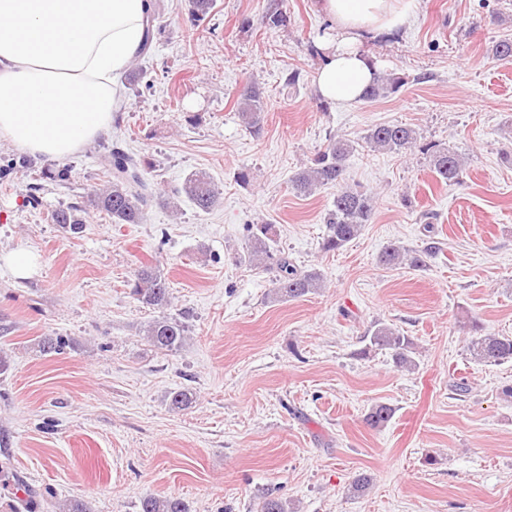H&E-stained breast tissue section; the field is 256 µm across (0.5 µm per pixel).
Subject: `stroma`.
<instances>
[{
  "label": "stroma",
  "instance_id": "35a3bbf8",
  "mask_svg": "<svg viewBox=\"0 0 512 512\" xmlns=\"http://www.w3.org/2000/svg\"><path fill=\"white\" fill-rule=\"evenodd\" d=\"M156 2L160 32L135 58L140 79L107 135L60 163L0 139V467L88 512L170 496L190 512H257L267 495L296 512H512V399L501 394L512 361L466 350L474 319L512 336V60L492 52L512 38V0H417L404 33L363 46L405 85L349 107L314 91L330 27L317 0H216L203 28L189 0ZM275 10L287 16L276 28ZM248 81L264 95L256 132L237 114ZM379 124L414 128L418 149L373 150L364 136ZM338 138L354 143L347 175L375 207L356 239L326 253L336 190L302 195L289 178ZM426 143L464 157L461 183L437 182ZM115 148L152 165L145 223L87 206ZM63 167L68 180L52 179ZM195 171L212 176L219 206L166 205ZM69 205L85 208L82 234L51 219ZM262 223L327 288L268 299L272 272L237 261ZM432 241L424 268L378 263L389 243ZM19 250L33 258L23 276L9 265ZM143 263L163 270L169 313L188 327L176 352L143 335L158 315L130 293ZM377 322L411 336L415 371L385 350L360 357ZM45 336L70 344L46 354ZM178 389L193 393L190 407H171ZM377 403L394 410L380 428L365 421ZM362 471L373 484L351 495Z\"/></svg>",
  "mask_w": 512,
  "mask_h": 512
}]
</instances>
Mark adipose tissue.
Wrapping results in <instances>:
<instances>
[{
  "instance_id": "ef3b65f1",
  "label": "adipose tissue",
  "mask_w": 512,
  "mask_h": 512,
  "mask_svg": "<svg viewBox=\"0 0 512 512\" xmlns=\"http://www.w3.org/2000/svg\"><path fill=\"white\" fill-rule=\"evenodd\" d=\"M414 0H319L332 31L317 48L324 100L359 101L377 71L361 46L406 29ZM149 0H0V138L61 160L106 135L119 81L139 53Z\"/></svg>"
}]
</instances>
